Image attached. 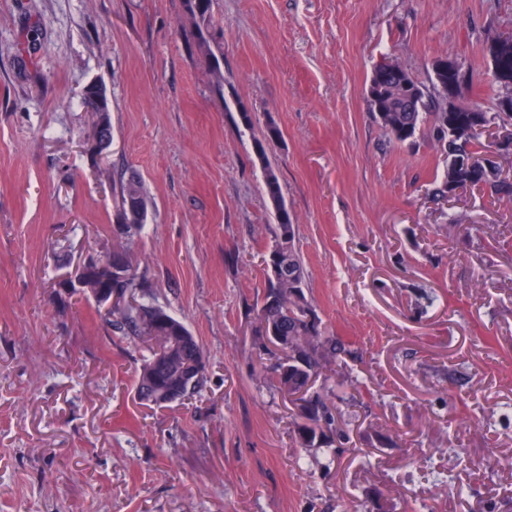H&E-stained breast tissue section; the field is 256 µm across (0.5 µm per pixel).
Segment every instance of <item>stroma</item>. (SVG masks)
<instances>
[{
  "label": "stroma",
  "mask_w": 512,
  "mask_h": 512,
  "mask_svg": "<svg viewBox=\"0 0 512 512\" xmlns=\"http://www.w3.org/2000/svg\"><path fill=\"white\" fill-rule=\"evenodd\" d=\"M499 34L512 0H0V512H512V204L436 196L433 140L390 143L366 94L381 59L428 88L443 56L494 111ZM268 166L350 345L316 384L347 434L327 471L254 345ZM132 173L137 274L207 358L163 408L135 398L140 345L58 300L111 251Z\"/></svg>",
  "instance_id": "35a3bbf8"
}]
</instances>
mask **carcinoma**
<instances>
[{"instance_id":"1","label":"carcinoma","mask_w":512,"mask_h":512,"mask_svg":"<svg viewBox=\"0 0 512 512\" xmlns=\"http://www.w3.org/2000/svg\"><path fill=\"white\" fill-rule=\"evenodd\" d=\"M506 51L490 53L494 80L498 71L512 72V36H503ZM450 60L433 61V90L420 85L404 69L386 71L374 68L367 98L376 119L391 140L404 143L421 131H428L440 153L450 161L458 153H480L482 142L477 118L489 126L506 116L512 118V83L502 85L505 92L497 98L498 111L490 114L452 112L448 84L470 85V78L462 68L448 70ZM265 193L275 211L279 234L264 271L268 287L261 304L255 306V343L258 348L282 358L292 351L298 361L275 364L273 370L279 391L291 396L305 387L312 373L323 374L336 364L346 352V343L339 336L327 335L319 327L316 314L305 295L307 273L303 257L296 245L293 221L283 204L282 191L275 171L264 168ZM458 189L478 186L500 201H512V182L488 174L477 162L471 169L455 171L448 167L436 193H447L449 186ZM118 219L127 228L114 233L112 259L125 262L128 276L123 279H101L97 287L107 289L115 296L112 315L106 317L111 331L144 345L148 356L143 359L135 380V398L145 406L163 407L189 399L199 393L204 384L206 354L199 341L183 321L157 305L150 290L139 281L134 265L132 244L141 232L147 217V199L139 177L130 175L120 191ZM283 337L280 351L269 349L264 337L270 334ZM307 406L300 410V421L295 426L299 447L312 448L321 453V467L330 469L338 455L337 443L343 434L333 428L332 407L318 392L305 394Z\"/></svg>"}]
</instances>
